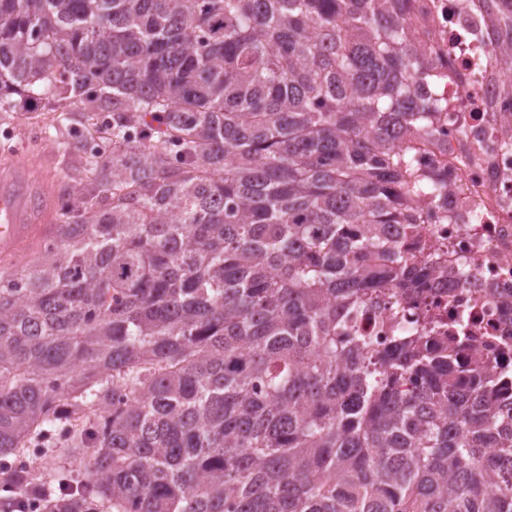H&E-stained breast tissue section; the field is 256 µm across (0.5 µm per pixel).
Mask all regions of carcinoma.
I'll use <instances>...</instances> for the list:
<instances>
[{
	"mask_svg": "<svg viewBox=\"0 0 512 512\" xmlns=\"http://www.w3.org/2000/svg\"><path fill=\"white\" fill-rule=\"evenodd\" d=\"M512 85V0H481ZM401 0H0V112L112 152L0 266V512H512V411L454 336L355 319L435 276L389 235L448 204ZM126 408L101 421L115 393Z\"/></svg>",
	"mask_w": 512,
	"mask_h": 512,
	"instance_id": "cac0c4a2",
	"label": "carcinoma"
}]
</instances>
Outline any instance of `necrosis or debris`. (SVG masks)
<instances>
[{
  "label": "necrosis or debris",
  "instance_id": "4bbe7bcc",
  "mask_svg": "<svg viewBox=\"0 0 512 512\" xmlns=\"http://www.w3.org/2000/svg\"><path fill=\"white\" fill-rule=\"evenodd\" d=\"M413 43L434 67V93L447 108L431 134L415 140L422 169L448 180V211L421 204L412 230L422 259L439 263L430 288L406 306L378 299L359 325L378 345L413 332L419 320L437 333L461 334L488 354L494 374L512 372V92L486 40L480 0H405Z\"/></svg>",
  "mask_w": 512,
  "mask_h": 512
}]
</instances>
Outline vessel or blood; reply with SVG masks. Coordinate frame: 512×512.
I'll return each mask as SVG.
<instances>
[{
    "label": "vessel or blood",
    "mask_w": 512,
    "mask_h": 512,
    "mask_svg": "<svg viewBox=\"0 0 512 512\" xmlns=\"http://www.w3.org/2000/svg\"><path fill=\"white\" fill-rule=\"evenodd\" d=\"M51 196L27 158L0 159V253L13 254L38 225L52 222Z\"/></svg>",
    "instance_id": "vessel-or-blood-1"
}]
</instances>
